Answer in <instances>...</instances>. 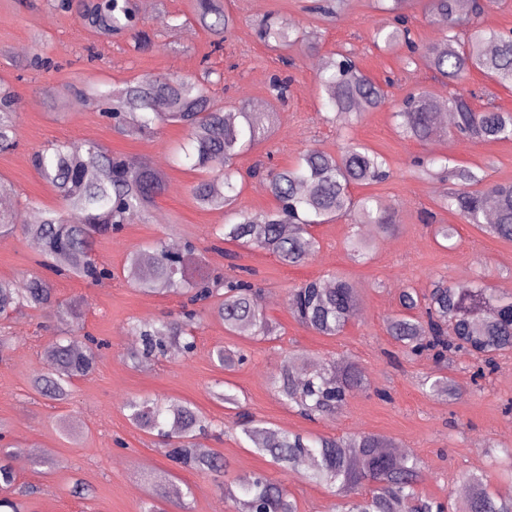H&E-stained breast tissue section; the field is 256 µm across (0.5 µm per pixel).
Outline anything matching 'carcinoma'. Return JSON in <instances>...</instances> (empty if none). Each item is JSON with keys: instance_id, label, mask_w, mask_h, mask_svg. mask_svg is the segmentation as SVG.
Here are the masks:
<instances>
[{"instance_id": "carcinoma-1", "label": "carcinoma", "mask_w": 512, "mask_h": 512, "mask_svg": "<svg viewBox=\"0 0 512 512\" xmlns=\"http://www.w3.org/2000/svg\"><path fill=\"white\" fill-rule=\"evenodd\" d=\"M414 0H377V9L394 15L396 25L377 29L388 48H413L405 12ZM461 0H426L430 20L441 29L440 38L420 54L441 80L461 85L473 71L497 84L512 88V34L486 29L472 16L484 12L480 0H469L468 12L460 13ZM65 11L76 9L79 24L103 37L128 34L134 48L153 46L140 28L136 0H59ZM202 27L221 47L224 34L234 23L224 0H195ZM262 37L286 51L297 43L317 50L316 34L279 18L265 20ZM320 83L329 109L325 121L334 123L375 109L385 101L382 86L366 75L343 52L320 57ZM211 71L201 77L171 78L144 75L111 91L72 88L74 96L95 101L103 117L114 120L124 136H151L163 125L179 123L188 130L183 147L190 167L203 172L193 186L197 205L203 210H222L231 222L219 229V239L272 253L283 265L297 267L314 254L317 240L312 228L339 216L351 217L348 237L350 259L364 263L371 258L373 238L364 233L371 225L379 235L397 229L394 208L374 195L355 197L352 188L380 183L390 177L386 159L359 144H351L334 156L315 149L303 151L297 162L279 170H254L262 176L278 202L272 211H257L238 203L233 161L262 142L277 120L275 112H252L247 104L226 111L214 101ZM452 114V128L471 141L512 140V112L495 106L476 109L465 90L443 100L427 91L408 95L393 118L407 140L427 142L440 133L441 112ZM19 118L18 95L0 82V152L16 147ZM38 174L56 189L62 209L46 211L35 224L22 223L14 211L0 210V234L21 231L45 257L44 268L56 276H70L90 284L112 278V270L93 257L95 237L117 233L132 215H146L157 196L166 189V175L150 163L135 164L92 141L51 143L34 155ZM420 178L444 185L441 208L486 234L512 241V182L485 184V176L471 167L459 166L446 155L427 157L417 163ZM128 265L143 275L137 287L149 295L185 291L187 305L180 319L145 320L131 329L138 346L130 359L180 358L194 349L198 308L210 306L224 322L226 331L249 328L254 336H273L276 325L267 316L260 291L241 275L211 270L204 256L190 242L175 249L161 238L127 255ZM313 278L288 293V307L295 319L321 336L340 335L359 305V291L347 277ZM401 311L386 324L388 335L413 355H431L448 362L459 352L476 361L472 377L482 379L498 368L497 359L512 352V295L497 292L481 282L451 285L442 278L430 282L421 295L408 287L398 295ZM20 308L51 311L63 322L79 323L82 304L58 300L49 277L32 273L19 284L0 278V319ZM103 342L85 335L76 346L59 337L45 351L48 361L32 388L38 395L61 401L74 380L92 375ZM215 360L224 370L243 364L241 350L220 346ZM284 403L307 417L323 419L340 413L349 396L365 392L369 382L354 361L324 360L300 376L298 357L286 356L274 376ZM432 398L457 395V384L445 375L422 380ZM129 421L140 431L156 435L166 445L165 455L183 469L219 473L226 464L219 456H202L196 440L213 432L214 424L191 404L131 397L126 400ZM242 434L256 453L271 458L283 472H296L319 482L340 499L339 512H438L441 504L420 495L417 483L421 462L415 456L397 457L391 444L372 434L342 437H310L283 432L252 419L242 424ZM469 493L460 512H512V495L494 491L484 475L469 472L463 477ZM237 512H297L283 482L264 475L240 480L236 487L219 486Z\"/></svg>"}]
</instances>
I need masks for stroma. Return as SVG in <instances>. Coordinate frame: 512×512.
<instances>
[{"label": "stroma", "mask_w": 512, "mask_h": 512, "mask_svg": "<svg viewBox=\"0 0 512 512\" xmlns=\"http://www.w3.org/2000/svg\"><path fill=\"white\" fill-rule=\"evenodd\" d=\"M54 2L36 0L28 7L22 0H0V81L19 97L18 145L0 152V179L17 189L11 210L28 218L59 207L56 191L31 162L34 152L53 141L89 140L134 162H152L165 171L168 187L146 217L96 239L94 254L112 268V279L92 285L53 277L60 299L83 300L81 328L69 330L53 315L27 308L13 312L4 323L12 347L0 362V434L11 448L31 451L16 467L25 490L24 512H139L154 490L166 484L191 491L187 500L167 503V512H233L219 484L232 485L255 472L285 482L298 512H336L337 499L323 486L281 472L248 448L233 411L211 395L219 381L232 386L247 412L276 428L331 437L374 434L406 449L422 462L418 491L447 503L451 512H457L465 499L461 477L466 472L484 473L490 488L503 489L500 462L504 449L512 448V355L500 358L488 379L477 381L470 374L472 357L456 355L448 375L461 392L451 400H435L420 386L435 372L434 359L406 356L387 335L385 324L398 311L400 289L410 286L423 292L439 276L459 285L480 279L512 293V242L458 222L439 206L441 185L413 173L415 158L436 153L481 169L487 182L512 180V141L474 143L446 134L420 144L400 136L392 114L401 99L417 91L444 99L450 88L423 64H407L406 47L387 50L375 40L386 16L374 0H350L348 8L332 18L310 13L313 0H224L235 27L217 52L211 35L194 19L192 0H151L145 20L155 46L147 52L137 51L130 37L105 39L87 31L74 14L56 10ZM270 15L317 30V51L295 46L287 54L293 67H284L279 52L257 34ZM174 19L181 27L172 37L167 28ZM338 50L353 52L359 67L384 84L387 97L378 109L357 120L332 125L322 119L316 61ZM206 66L220 76L212 87L219 104L229 109L241 102L259 103L277 115L267 139L235 161L243 206L270 210L277 205L264 181L251 176L255 165L284 168L308 148L337 155L349 140L386 157L388 180L352 190L357 197L379 196L397 214V232L376 238L368 263L350 259L345 217L314 228L318 249L299 267L283 266L258 249L228 244L223 251H213L214 233L225 215L197 206L192 188L200 174L174 157L187 139L186 128L170 123L153 137L136 139L115 132L93 105L83 104L77 111L71 107V88L76 84L106 91L142 75L193 77ZM283 71L291 83L287 100L280 103L273 99L269 82ZM437 224L454 225V238L436 237ZM159 238L192 242L210 267L250 269L265 297L263 306L279 328L277 336L258 341L249 334L227 333L208 310L189 356L131 364L127 355L137 346L131 325L179 315L184 302L178 294L141 293L127 271V253ZM39 259L22 232L7 235L0 246V277L23 280L37 270ZM334 275L356 284L359 310L341 335L319 336L293 317L288 291L305 280ZM65 332L76 339L88 332L108 346L90 378L74 381L66 400L52 401L37 395L32 381L46 365L43 348ZM221 345L244 351L247 361L235 370H222L211 356ZM289 353L306 362L350 356L364 370L371 389L352 394L336 418L307 419L284 404L272 385L273 374ZM132 396L190 402L223 424V435L198 441L199 447L223 456L227 468L222 479L173 466L156 437L130 423L124 403ZM61 422L71 427L76 441L61 438ZM78 484L84 488L80 496L73 492Z\"/></svg>", "instance_id": "1"}]
</instances>
